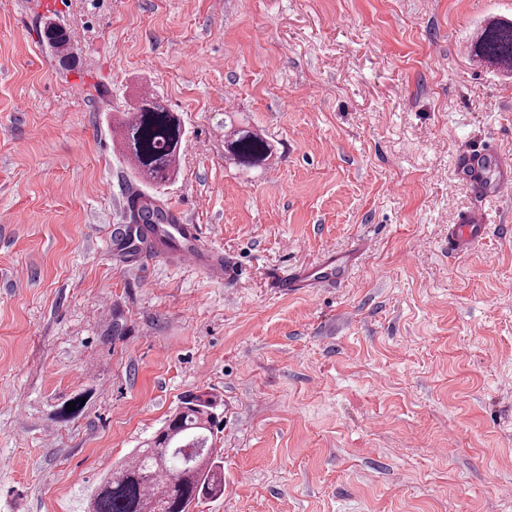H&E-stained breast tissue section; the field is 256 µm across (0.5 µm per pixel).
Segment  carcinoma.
<instances>
[{"label": "carcinoma", "instance_id": "1", "mask_svg": "<svg viewBox=\"0 0 512 512\" xmlns=\"http://www.w3.org/2000/svg\"><path fill=\"white\" fill-rule=\"evenodd\" d=\"M46 48L68 62L70 36L55 22L44 26ZM472 56L488 65H512V19L493 18L478 32ZM123 154L133 153L137 178L149 185L166 183L180 159L186 128L154 93H146L119 121ZM224 154L245 169L263 167L273 155L267 138L236 122L235 114H224ZM137 224H165L166 212L149 199ZM215 423L209 405L196 397L183 402L166 425L119 468L109 472L91 495L86 512H190L202 498L224 493V471L211 443ZM200 438L203 450L185 464L173 450Z\"/></svg>", "mask_w": 512, "mask_h": 512}]
</instances>
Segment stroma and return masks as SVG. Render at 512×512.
Segmentation results:
<instances>
[{"label": "stroma", "mask_w": 512, "mask_h": 512, "mask_svg": "<svg viewBox=\"0 0 512 512\" xmlns=\"http://www.w3.org/2000/svg\"><path fill=\"white\" fill-rule=\"evenodd\" d=\"M512 0H16L0 11V512H84L191 395L224 493L191 512H512V197L462 150L512 159V72L468 46ZM66 27L62 70L39 38ZM160 93L177 174L139 182L114 117ZM273 165L224 160V114ZM149 193L220 248L221 279L115 247ZM344 284L284 294L327 246ZM81 399L72 415L68 402ZM492 165L497 170L494 179L488 172ZM465 167L471 183L479 193L491 190L495 196L506 197L512 194V162L502 160L493 151L474 149L465 156ZM486 217L480 211L468 213L448 230V251L460 253L480 239L486 231Z\"/></svg>", "instance_id": "1"}]
</instances>
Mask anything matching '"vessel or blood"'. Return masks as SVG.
Wrapping results in <instances>:
<instances>
[{
    "label": "vessel or blood",
    "instance_id": "b4317fda",
    "mask_svg": "<svg viewBox=\"0 0 512 512\" xmlns=\"http://www.w3.org/2000/svg\"><path fill=\"white\" fill-rule=\"evenodd\" d=\"M465 167L471 183L478 192L492 191L495 196L512 195V162L499 158L489 149H475L465 156ZM486 231V218L474 211L460 218L448 230V249L453 253L466 251ZM154 247L153 258L168 261L178 267L206 270L223 275L224 259L219 249L206 246L198 225L185 223L180 213H173L169 223L150 231ZM353 254L327 248L319 263L279 277V291L296 293L306 288L335 285L351 273Z\"/></svg>",
    "mask_w": 512,
    "mask_h": 512
}]
</instances>
